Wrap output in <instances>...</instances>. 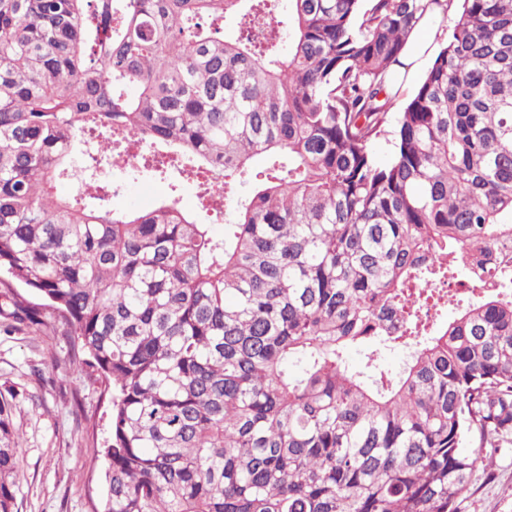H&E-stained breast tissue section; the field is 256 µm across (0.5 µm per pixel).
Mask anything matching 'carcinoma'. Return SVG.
I'll use <instances>...</instances> for the list:
<instances>
[{"instance_id":"1","label":"carcinoma","mask_w":512,"mask_h":512,"mask_svg":"<svg viewBox=\"0 0 512 512\" xmlns=\"http://www.w3.org/2000/svg\"><path fill=\"white\" fill-rule=\"evenodd\" d=\"M453 2L0 0V288L112 395L102 512H457L512 442V0H460L399 102ZM134 139L223 235L175 184L112 209ZM19 450L0 395V512ZM436 17L433 14H429L426 19L422 22L420 29L422 30L423 36L414 38L408 46V49L402 59L406 64L414 62V65L409 68V77L418 67L420 59L426 54L427 50L433 44L435 34L437 31V25L434 22ZM178 199L180 205L194 213L199 222L203 224H212V231L216 235H223L224 233V216L220 217L217 221H213L210 219V213H206L202 210L200 201L198 198V188L195 182L187 181L181 184L178 191Z\"/></svg>"}]
</instances>
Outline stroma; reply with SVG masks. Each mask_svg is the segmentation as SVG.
I'll use <instances>...</instances> for the list:
<instances>
[{"label":"stroma","mask_w":512,"mask_h":512,"mask_svg":"<svg viewBox=\"0 0 512 512\" xmlns=\"http://www.w3.org/2000/svg\"><path fill=\"white\" fill-rule=\"evenodd\" d=\"M115 209H147L169 193L167 180L115 167L106 175ZM0 394L12 402L22 438L16 512H91L100 502L110 400L93 369L73 364L67 337L24 328L0 333ZM457 512H512V444L478 467Z\"/></svg>","instance_id":"obj_1"}]
</instances>
